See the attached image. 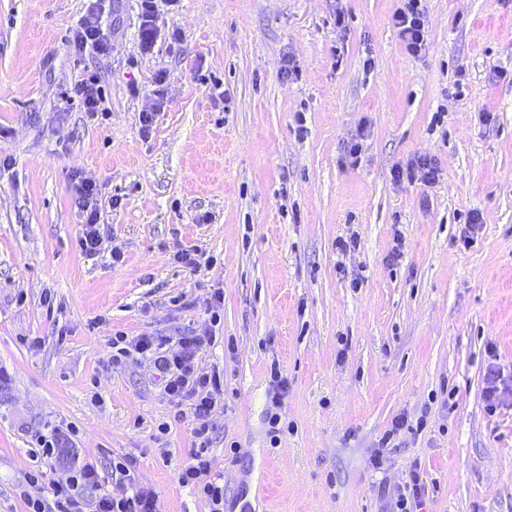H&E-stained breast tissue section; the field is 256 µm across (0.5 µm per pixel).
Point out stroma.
I'll return each mask as SVG.
<instances>
[{
    "instance_id": "stroma-1",
    "label": "stroma",
    "mask_w": 512,
    "mask_h": 512,
    "mask_svg": "<svg viewBox=\"0 0 512 512\" xmlns=\"http://www.w3.org/2000/svg\"><path fill=\"white\" fill-rule=\"evenodd\" d=\"M88 5L0 0V512H26L32 437L52 431L43 490L78 458L118 490L126 455L156 512H209L178 482L194 438L160 372L106 362L115 333L176 338L215 312L197 366L224 381L209 456L226 504L386 512L417 467L420 512H512V0H427L417 55L399 0H158L147 54L136 0H112L105 57L74 48ZM88 71L100 122L69 98ZM418 155L439 182L395 183ZM81 177L100 199L94 256L78 246ZM182 248L200 265L174 261ZM274 364L290 426L275 446ZM403 2L393 15V24L398 29L405 49L419 54L425 49L428 33V16L425 0H400Z\"/></svg>"
}]
</instances>
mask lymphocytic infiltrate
Listing matches in <instances>:
<instances>
[{"instance_id": "obj_1", "label": "lymphocytic infiltrate", "mask_w": 512, "mask_h": 512, "mask_svg": "<svg viewBox=\"0 0 512 512\" xmlns=\"http://www.w3.org/2000/svg\"><path fill=\"white\" fill-rule=\"evenodd\" d=\"M425 0H402L393 15V24L409 53H420L426 46L428 16ZM112 29L105 18L104 0H92L87 13L80 20L74 35L78 52L97 55L112 50ZM77 207L83 218L84 231L78 245L81 252L95 255L100 252L103 239L98 224L100 203L95 184L83 179L75 187ZM210 333L191 334L178 339L167 336L118 335L113 337V362L121 359H142L152 362L164 375V393L168 397L189 404L195 446L191 462L179 476L182 486L192 487L205 498L210 512H224V483L211 473L208 450L213 416L224 396V382L219 374H201L196 358L205 344L211 343ZM136 467L133 458L118 456L112 460V469L127 486L117 492L102 490L97 469L93 463L74 464L66 482L54 485L50 496L28 497L27 512H156L157 494L153 488L134 482L131 475Z\"/></svg>"}]
</instances>
